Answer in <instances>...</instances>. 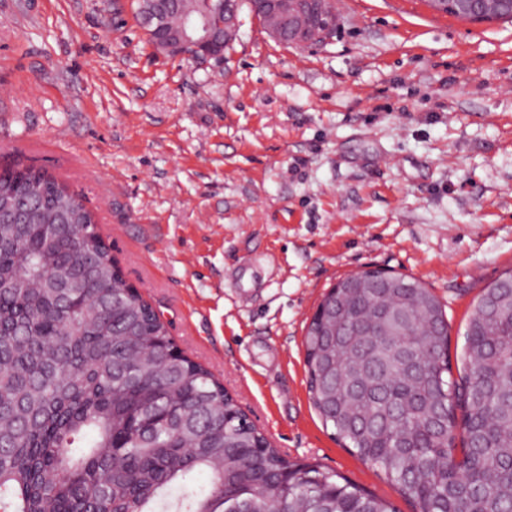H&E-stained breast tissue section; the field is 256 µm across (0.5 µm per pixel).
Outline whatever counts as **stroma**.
I'll return each instance as SVG.
<instances>
[{
    "instance_id": "obj_1",
    "label": "stroma",
    "mask_w": 512,
    "mask_h": 512,
    "mask_svg": "<svg viewBox=\"0 0 512 512\" xmlns=\"http://www.w3.org/2000/svg\"><path fill=\"white\" fill-rule=\"evenodd\" d=\"M137 0H0V167L45 169L125 280L289 459L413 503L326 428L303 339L368 267L421 281L460 368L483 288L512 271V22L348 0L332 39L250 12L225 61L147 41Z\"/></svg>"
}]
</instances>
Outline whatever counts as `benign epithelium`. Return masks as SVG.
Returning <instances> with one entry per match:
<instances>
[{"instance_id":"7a95c632","label":"benign epithelium","mask_w":512,"mask_h":512,"mask_svg":"<svg viewBox=\"0 0 512 512\" xmlns=\"http://www.w3.org/2000/svg\"><path fill=\"white\" fill-rule=\"evenodd\" d=\"M184 10L181 26L166 33L164 43L156 45L161 51L174 52L178 57L207 62L220 54L212 52L215 33L224 30V44L229 46L238 38L242 21L241 5L246 3L276 41L288 40L299 47L320 45L336 31V14L317 17L323 0H217L210 13L197 11V0ZM432 8L442 14H467L476 22L488 20L495 13L512 14V0H430ZM362 274L375 276L383 288H401V279L380 270L365 269Z\"/></svg>"}]
</instances>
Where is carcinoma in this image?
<instances>
[{
  "instance_id": "1",
  "label": "carcinoma",
  "mask_w": 512,
  "mask_h": 512,
  "mask_svg": "<svg viewBox=\"0 0 512 512\" xmlns=\"http://www.w3.org/2000/svg\"><path fill=\"white\" fill-rule=\"evenodd\" d=\"M158 16L179 25L178 0L136 11L150 41ZM404 282L336 292L339 336L308 324L312 403L418 512H512V272L476 303L457 378L442 305ZM373 315L385 330L352 335ZM171 344L81 201L43 169L1 171L0 512H395L288 459Z\"/></svg>"
}]
</instances>
